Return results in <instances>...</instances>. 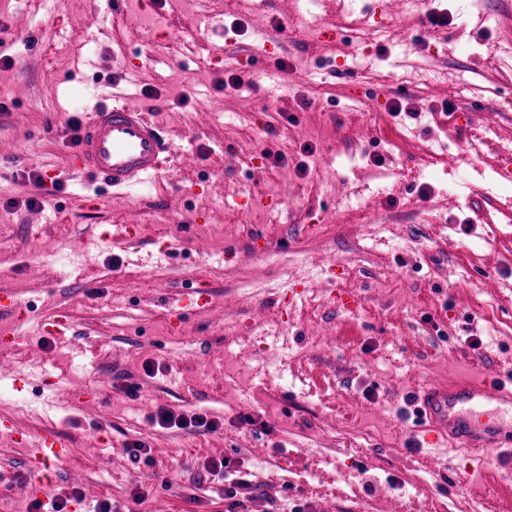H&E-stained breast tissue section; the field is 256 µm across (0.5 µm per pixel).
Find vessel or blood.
I'll return each mask as SVG.
<instances>
[{
	"instance_id": "obj_1",
	"label": "vessel or blood",
	"mask_w": 512,
	"mask_h": 512,
	"mask_svg": "<svg viewBox=\"0 0 512 512\" xmlns=\"http://www.w3.org/2000/svg\"><path fill=\"white\" fill-rule=\"evenodd\" d=\"M171 143L162 127L142 109L115 103L89 113L76 149L69 155L71 171L100 179L114 195L128 197L159 177L166 169ZM212 302L209 293L191 290L165 299L168 318L201 313ZM73 327L71 317L58 309L46 315L39 330L57 336ZM418 425L425 435H436L458 451L500 452L499 467L512 469V376L487 372L475 364L462 368L454 380L427 384L415 394ZM38 451L29 468L37 472L59 464L67 444L54 430L38 433Z\"/></svg>"
}]
</instances>
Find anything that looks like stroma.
I'll return each mask as SVG.
<instances>
[{
	"label": "stroma",
	"mask_w": 512,
	"mask_h": 512,
	"mask_svg": "<svg viewBox=\"0 0 512 512\" xmlns=\"http://www.w3.org/2000/svg\"><path fill=\"white\" fill-rule=\"evenodd\" d=\"M155 0L150 14L105 0H0V294L31 304L27 345L0 376V512L81 489L118 512H227L224 457L253 486L244 512H512L496 449L482 462L420 450L408 396L472 361L512 370V224L489 220L512 186L491 163L459 162L467 121L490 116L512 138V0H427L401 19L395 0ZM381 35L327 41L337 9ZM447 16L435 28L433 14ZM187 43L163 40L166 27ZM280 89L247 60L257 46ZM434 79L433 92L406 84ZM232 73L240 88L225 87ZM375 85L353 105L352 84ZM399 100L417 118L393 116ZM152 114L172 144L164 175L130 211L91 177L63 170L52 204L25 180L72 152L70 117L101 103ZM252 103L245 111L244 103ZM431 145L447 167L425 169ZM159 258L161 278L148 259ZM212 292L176 328L159 303L182 284ZM357 295L349 312L331 295ZM63 309L64 337L38 319ZM153 375H146L145 366ZM136 388L135 395L123 385ZM167 407L219 420L214 431L162 430ZM53 429L63 463L40 473L32 438ZM134 439L150 463L131 460ZM487 477L473 486L478 467ZM147 492L134 501V488Z\"/></svg>",
	"instance_id": "35a3bbf8"
}]
</instances>
